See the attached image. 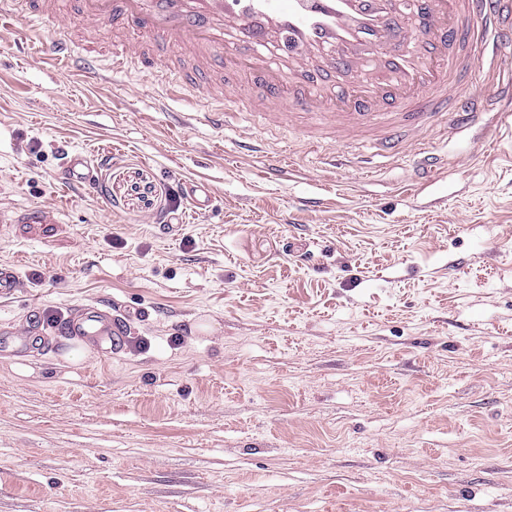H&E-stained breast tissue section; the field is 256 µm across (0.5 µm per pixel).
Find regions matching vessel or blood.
Instances as JSON below:
<instances>
[{"mask_svg": "<svg viewBox=\"0 0 512 512\" xmlns=\"http://www.w3.org/2000/svg\"><path fill=\"white\" fill-rule=\"evenodd\" d=\"M62 0H0V27L34 28L65 22ZM84 42L63 36L55 61L82 69L94 61L104 25L117 39L108 73L129 59L172 76L173 98L221 100L215 126L246 111L259 127L296 126L310 119L323 144L369 141L389 156L417 146L425 171L434 153L422 148L425 130L447 116L449 128L472 124L477 101L461 89L479 71L498 96H512V67L498 49L512 39V0H74ZM67 178L93 184L80 152ZM61 335L122 351L125 316L82 306Z\"/></svg>", "mask_w": 512, "mask_h": 512, "instance_id": "b4317fda", "label": "vessel or blood"}]
</instances>
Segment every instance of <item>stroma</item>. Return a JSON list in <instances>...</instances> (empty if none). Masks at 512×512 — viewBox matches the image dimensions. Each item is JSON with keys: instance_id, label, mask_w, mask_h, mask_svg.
Segmentation results:
<instances>
[{"instance_id": "1", "label": "stroma", "mask_w": 512, "mask_h": 512, "mask_svg": "<svg viewBox=\"0 0 512 512\" xmlns=\"http://www.w3.org/2000/svg\"><path fill=\"white\" fill-rule=\"evenodd\" d=\"M57 37L0 30V336L46 333L0 349V512H512V143L430 130L418 184L415 155L326 166L273 128L278 171L246 113L64 70ZM90 303L120 356L62 346ZM67 179L76 184H93L94 170L83 153L76 152L70 156L67 165ZM59 333L77 341L93 342L112 358V352L117 354L123 350L127 321L119 310L88 304L80 308L79 315H68Z\"/></svg>"}]
</instances>
